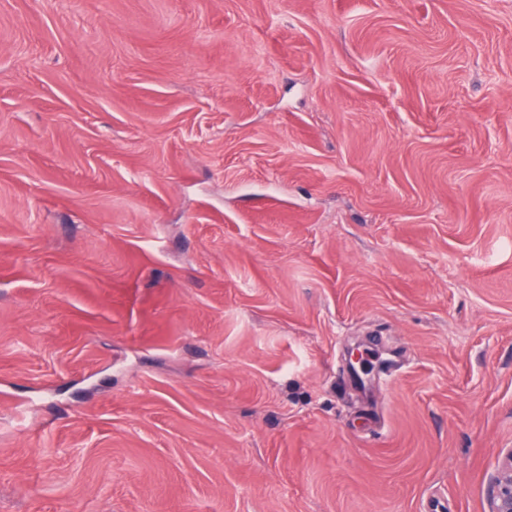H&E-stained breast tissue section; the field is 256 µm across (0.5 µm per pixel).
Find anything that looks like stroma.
Returning a JSON list of instances; mask_svg holds the SVG:
<instances>
[{"label":"stroma","mask_w":512,"mask_h":512,"mask_svg":"<svg viewBox=\"0 0 512 512\" xmlns=\"http://www.w3.org/2000/svg\"><path fill=\"white\" fill-rule=\"evenodd\" d=\"M511 448L512 0H0V512H488Z\"/></svg>","instance_id":"stroma-1"}]
</instances>
